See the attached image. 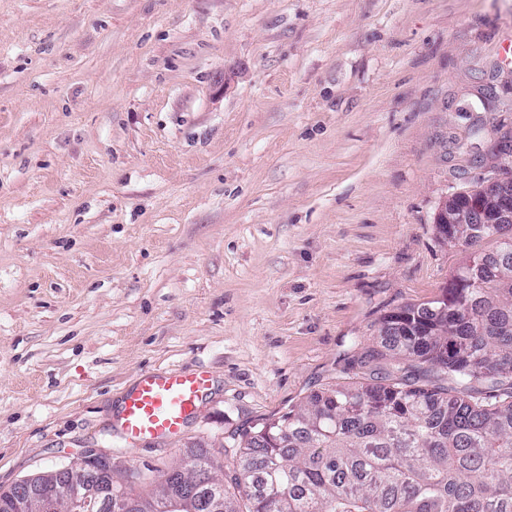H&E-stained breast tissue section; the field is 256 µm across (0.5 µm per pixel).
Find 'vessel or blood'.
Returning <instances> with one entry per match:
<instances>
[{
	"label": "vessel or blood",
	"mask_w": 512,
	"mask_h": 512,
	"mask_svg": "<svg viewBox=\"0 0 512 512\" xmlns=\"http://www.w3.org/2000/svg\"><path fill=\"white\" fill-rule=\"evenodd\" d=\"M204 371H157L141 374L127 392L120 427L128 444L180 434L208 388Z\"/></svg>",
	"instance_id": "obj_1"
}]
</instances>
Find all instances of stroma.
Instances as JSON below:
<instances>
[{"instance_id":"1","label":"stroma","mask_w":512,"mask_h":512,"mask_svg":"<svg viewBox=\"0 0 512 512\" xmlns=\"http://www.w3.org/2000/svg\"><path fill=\"white\" fill-rule=\"evenodd\" d=\"M510 46L512 0H0V491L94 450L155 493L354 377L466 258L434 215L512 132ZM197 367L127 448L138 376ZM205 371H157L141 374L127 392L120 427L130 445L180 434L208 389Z\"/></svg>"}]
</instances>
